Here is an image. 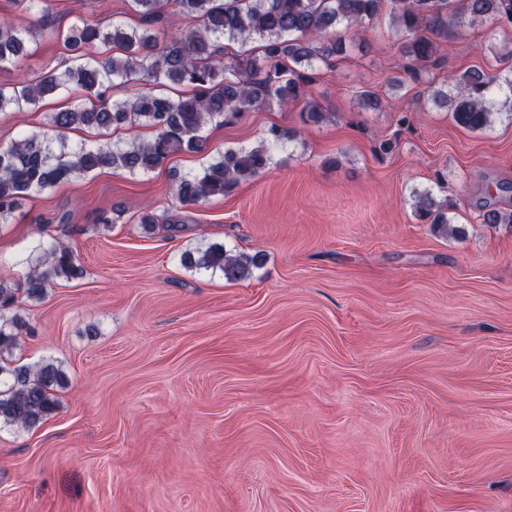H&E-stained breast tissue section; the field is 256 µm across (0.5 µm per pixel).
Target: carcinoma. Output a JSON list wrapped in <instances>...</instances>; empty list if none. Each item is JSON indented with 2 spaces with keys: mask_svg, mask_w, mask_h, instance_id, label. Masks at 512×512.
<instances>
[{
  "mask_svg": "<svg viewBox=\"0 0 512 512\" xmlns=\"http://www.w3.org/2000/svg\"><path fill=\"white\" fill-rule=\"evenodd\" d=\"M135 23L108 26L92 19L71 25L62 39L68 61L35 83L0 85V112L20 111L61 90L81 93L78 103L49 117L42 136H25L0 146V221L8 220L19 200L99 169L131 175L152 172L174 155L208 156L200 170L177 180L176 195L185 205L224 197L264 171L271 150L296 137L288 127L272 125L265 140L251 149L207 151L203 129L234 124L249 113L269 108H300L302 121L316 125L328 112L308 97L317 78L314 63H328L345 52L341 39L314 40L343 24L359 30L389 12L406 37L404 73L423 81L436 63L438 40L448 29L465 27L463 16L512 28V0H128ZM32 29L0 20V67L15 64ZM138 86L129 98H112L115 80ZM499 89L495 76L470 69L448 77V92L438 94L455 123L468 130L492 124L488 97ZM137 125L152 131L147 140L103 145H71L76 128L118 130ZM417 217L448 234L447 211L435 207L428 192L417 193ZM182 265L228 282L248 278L263 256L230 255L222 244L183 252ZM27 272L23 289L0 280V421L30 430L58 409L55 388L66 380L61 365L45 360L13 365L3 355L16 347L27 329L14 309L17 293L40 301L56 280L83 275L74 252L60 242L38 240L21 260Z\"/></svg>",
  "mask_w": 512,
  "mask_h": 512,
  "instance_id": "1",
  "label": "carcinoma"
}]
</instances>
